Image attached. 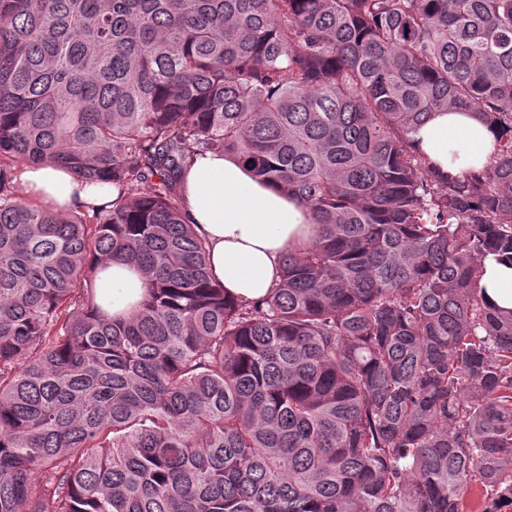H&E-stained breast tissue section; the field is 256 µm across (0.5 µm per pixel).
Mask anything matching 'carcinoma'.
<instances>
[{"mask_svg": "<svg viewBox=\"0 0 512 512\" xmlns=\"http://www.w3.org/2000/svg\"><path fill=\"white\" fill-rule=\"evenodd\" d=\"M500 138L444 177L412 144ZM221 150L315 233L226 295L183 173ZM54 163L118 189L27 202ZM512 0H0V512H498L512 504ZM146 276L114 318L105 264ZM416 150L443 175L482 170L493 154L496 133L469 112L439 111L412 135ZM19 180L28 197L52 210L82 205L103 207L117 195V190L111 184H85L70 171L51 165L24 166ZM26 195L25 198L31 200ZM480 285L486 300L503 311L512 310V266L490 254L482 261Z\"/></svg>", "mask_w": 512, "mask_h": 512, "instance_id": "cac0c4a2", "label": "carcinoma"}]
</instances>
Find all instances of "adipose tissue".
Instances as JSON below:
<instances>
[{
	"mask_svg": "<svg viewBox=\"0 0 512 512\" xmlns=\"http://www.w3.org/2000/svg\"><path fill=\"white\" fill-rule=\"evenodd\" d=\"M497 143L495 132L470 113L439 111L413 135L416 150L437 171L460 176L482 170ZM24 193L53 209L102 207L117 195L112 185L85 184L51 165L23 167ZM184 214L209 244L210 272L229 295L242 302L261 300L275 288L288 249L309 242L314 226L306 208L271 184L255 180L236 159L217 151L194 156L184 173ZM146 278L124 262L107 264L97 281L104 307L125 316L144 293ZM480 285L486 300L512 310V265L488 255Z\"/></svg>",
	"mask_w": 512,
	"mask_h": 512,
	"instance_id": "obj_1",
	"label": "adipose tissue"
}]
</instances>
